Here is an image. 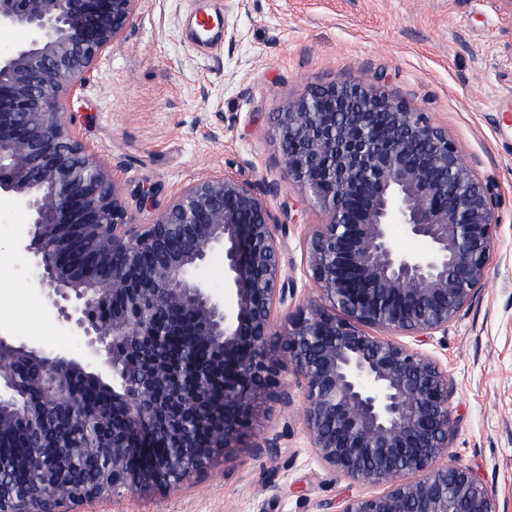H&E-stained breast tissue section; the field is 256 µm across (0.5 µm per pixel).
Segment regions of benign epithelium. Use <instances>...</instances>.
Listing matches in <instances>:
<instances>
[{
  "label": "benign epithelium",
  "mask_w": 512,
  "mask_h": 512,
  "mask_svg": "<svg viewBox=\"0 0 512 512\" xmlns=\"http://www.w3.org/2000/svg\"><path fill=\"white\" fill-rule=\"evenodd\" d=\"M139 0H0V32L25 39L0 48V194L25 214L17 248L34 288L75 348L47 350L0 332V426L60 433L80 423L69 377L88 373L105 400L94 412L96 448L15 463L27 476L0 512H61V504L166 491L196 479L241 447L255 418L240 392L290 400L278 369L293 368L311 447L337 477L386 486L348 496L335 512H506L470 468L448 459L453 382L440 363L399 340L448 335V324L484 285L497 220L492 187L479 180L428 113L366 80L313 87L277 114L273 137L288 180L328 216L306 246L309 276L325 303L296 304L282 245L260 190L231 175L174 192L162 209L141 187L127 193L74 129L67 100L122 36ZM154 211L149 224L134 212ZM428 244L409 251L392 234ZM97 259L75 262L81 243ZM224 260V290L204 271ZM284 321H274L277 308ZM189 325L183 360L167 337ZM224 365L212 397L194 359L198 343ZM37 362L35 394L17 397L12 361ZM200 427L205 438L195 437ZM163 434L171 453L157 458ZM100 460L101 482L69 468Z\"/></svg>",
  "instance_id": "benign-epithelium-1"
}]
</instances>
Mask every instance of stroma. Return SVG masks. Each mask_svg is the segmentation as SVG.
<instances>
[{
  "label": "stroma",
  "mask_w": 512,
  "mask_h": 512,
  "mask_svg": "<svg viewBox=\"0 0 512 512\" xmlns=\"http://www.w3.org/2000/svg\"><path fill=\"white\" fill-rule=\"evenodd\" d=\"M220 8L226 36L197 51L191 12ZM368 79L429 112L497 196L499 228L485 286L423 349L447 368L455 461L512 512V11L502 0H139L122 37L67 105L81 139L124 190L177 189L229 174L281 190L268 207L297 298L316 292L304 273V234L326 222L286 179L274 118L308 86ZM0 329L48 350L74 346L32 286L21 252L0 254ZM290 404L258 399L244 446L193 482L128 494L73 512H324L348 483L318 460L302 420V390L281 370ZM279 436L277 454L258 448Z\"/></svg>",
  "instance_id": "stroma-1"
}]
</instances>
